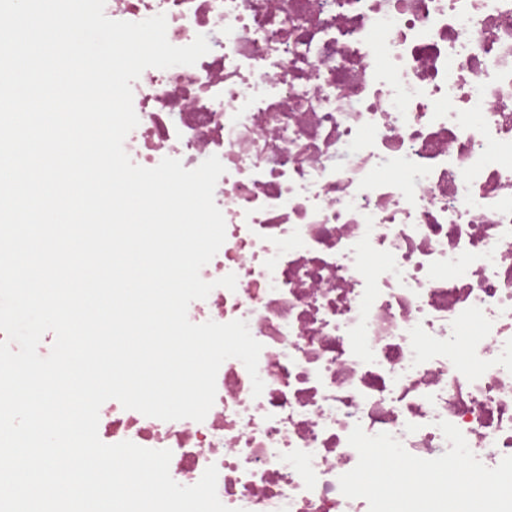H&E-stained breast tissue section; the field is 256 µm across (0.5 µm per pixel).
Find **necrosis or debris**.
<instances>
[{"label": "necrosis or debris", "instance_id": "4bbe7bcc", "mask_svg": "<svg viewBox=\"0 0 512 512\" xmlns=\"http://www.w3.org/2000/svg\"><path fill=\"white\" fill-rule=\"evenodd\" d=\"M113 20L197 35L195 65L133 82L137 165L225 167L226 240L192 323L246 321L253 396L221 365L204 421L106 401L104 443L208 466L234 512H369L339 478L354 426L412 455L456 426L488 467L512 456V0H106ZM235 274L237 286L216 281Z\"/></svg>", "mask_w": 512, "mask_h": 512}]
</instances>
